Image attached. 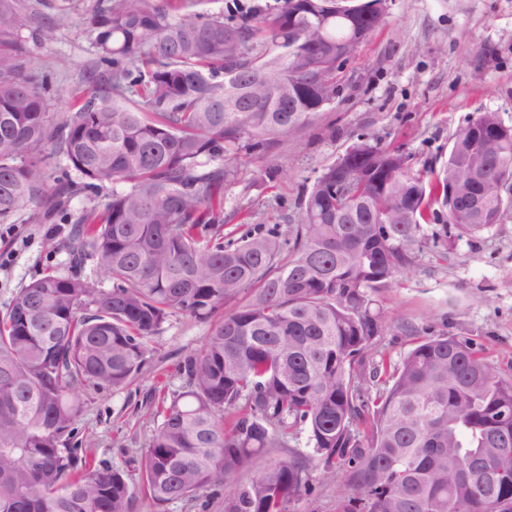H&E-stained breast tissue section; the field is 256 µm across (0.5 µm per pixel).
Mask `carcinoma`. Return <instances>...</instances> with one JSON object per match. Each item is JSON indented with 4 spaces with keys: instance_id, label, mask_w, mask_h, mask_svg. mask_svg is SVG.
I'll use <instances>...</instances> for the list:
<instances>
[{
    "instance_id": "1",
    "label": "carcinoma",
    "mask_w": 512,
    "mask_h": 512,
    "mask_svg": "<svg viewBox=\"0 0 512 512\" xmlns=\"http://www.w3.org/2000/svg\"><path fill=\"white\" fill-rule=\"evenodd\" d=\"M334 5L280 0L270 14L232 0L209 15L185 0H102L81 25L104 94L56 115L49 76L30 65L56 22L32 25L24 0H0V221L112 186L71 245L112 288L47 274L0 314V512H131L136 488L79 448L75 386L129 384L172 313L206 319L244 292L153 413L141 473L155 503L196 500L254 465L224 512H288L312 492L313 459L341 476L346 512H512V382L455 336L371 359L375 295L412 263L421 223H441L436 243L512 215V139L486 162L478 213L448 198L459 156L479 155L463 130L429 181L361 140V161L324 169L298 223L224 234L231 160L303 128L336 97V49L372 32ZM53 155L77 177L51 190ZM301 433L311 458L263 461Z\"/></svg>"
}]
</instances>
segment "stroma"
<instances>
[{
    "label": "stroma",
    "instance_id": "obj_1",
    "mask_svg": "<svg viewBox=\"0 0 512 512\" xmlns=\"http://www.w3.org/2000/svg\"><path fill=\"white\" fill-rule=\"evenodd\" d=\"M31 64L51 74L54 112L75 110L76 94L100 88L97 52L81 27L58 28L53 41L32 48ZM482 112L512 127V0H389L341 73L336 100L304 129L232 161L224 230L297 223L317 177L363 139L403 151L411 172H425L447 158L458 130ZM89 205L87 195L77 194L54 218L26 207L0 223V311L34 279L67 270L64 244ZM438 230L423 225L412 265L376 294L384 330L372 356L400 360L428 330L472 339L512 381V217L441 252L428 243ZM211 327L173 313L130 385L78 388L76 427L87 455L140 485V461L156 428L151 413L162 397L184 387L178 366L202 349ZM311 480L314 493L292 503L290 512H343L338 481L316 469ZM234 487L231 481L217 487L205 510L195 500L159 506L140 493L132 512H224Z\"/></svg>",
    "mask_w": 512,
    "mask_h": 512
}]
</instances>
